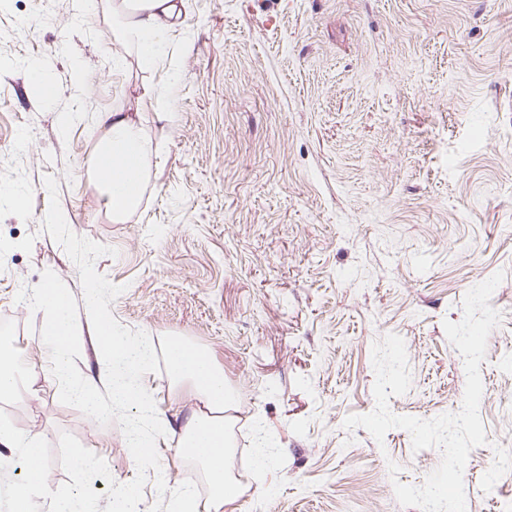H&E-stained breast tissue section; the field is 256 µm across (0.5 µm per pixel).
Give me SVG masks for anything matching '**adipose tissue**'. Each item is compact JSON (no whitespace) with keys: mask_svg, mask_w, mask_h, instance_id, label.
<instances>
[{"mask_svg":"<svg viewBox=\"0 0 512 512\" xmlns=\"http://www.w3.org/2000/svg\"><path fill=\"white\" fill-rule=\"evenodd\" d=\"M112 15V37L132 51L139 62L154 64L166 52L168 37L179 24L176 0H106ZM103 133L88 161L91 183L113 223L122 224L136 213L150 174L154 146L140 122L125 108L98 118ZM171 380L190 384L198 403L184 424L179 445L186 457L198 462L208 480L209 503H201L188 485L168 490V512H221L239 496L230 468L233 454L229 433L230 410L238 398L214 356L181 340L166 347ZM0 447L26 463V475L10 493L9 512H95L81 495H52L45 484V466L38 435L19 432L0 420Z\"/></svg>","mask_w":512,"mask_h":512,"instance_id":"ef3b65f1","label":"adipose tissue"}]
</instances>
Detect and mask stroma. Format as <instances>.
Segmentation results:
<instances>
[{
    "instance_id": "35a3bbf8",
    "label": "stroma",
    "mask_w": 512,
    "mask_h": 512,
    "mask_svg": "<svg viewBox=\"0 0 512 512\" xmlns=\"http://www.w3.org/2000/svg\"><path fill=\"white\" fill-rule=\"evenodd\" d=\"M111 31L89 0H0V190L26 198L20 211L0 202V244L11 247L0 320L31 390L0 400V420L53 446L71 433L117 483L137 475L118 424L60 402L33 356L44 315L16 300L46 270L84 299L77 265L42 229L51 176L70 230L117 251L94 262L124 288L113 316L147 333L157 357L174 335L207 348L238 390L233 466L268 463L222 512H419L393 484L423 486L440 449L413 451L401 428L379 443L344 420L374 410L372 347L391 333L412 377L391 412H459L464 360L443 322L460 321L468 290L504 272L480 365L487 442L463 474L466 512H502L512 501V474L497 471L512 452V0H185L150 67ZM33 64L55 84L52 102L29 93ZM115 107L138 113L157 146L124 224L87 171L96 117ZM63 112L78 115L64 134ZM146 382L174 431L158 441L141 512L157 502L160 474L207 499L205 475L178 447L190 388L163 370Z\"/></svg>"
}]
</instances>
